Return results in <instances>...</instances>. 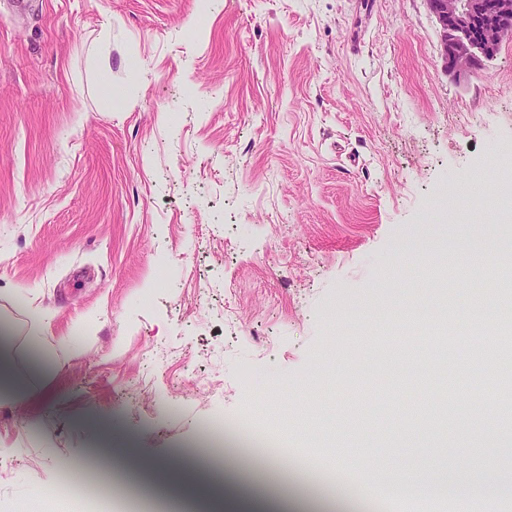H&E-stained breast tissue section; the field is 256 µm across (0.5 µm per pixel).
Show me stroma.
Returning <instances> with one entry per match:
<instances>
[{"instance_id": "35a3bbf8", "label": "stroma", "mask_w": 512, "mask_h": 512, "mask_svg": "<svg viewBox=\"0 0 512 512\" xmlns=\"http://www.w3.org/2000/svg\"><path fill=\"white\" fill-rule=\"evenodd\" d=\"M205 2L0 0V502L122 512L118 472L222 512L329 503L260 448H224L214 489L192 453L216 422L287 434L294 464L330 430L382 499L390 458L476 489L512 452L504 400L474 375L433 442L375 360L404 344L387 308L512 337L482 316L512 308V42L460 82L425 0ZM493 230L475 290L436 244Z\"/></svg>"}]
</instances>
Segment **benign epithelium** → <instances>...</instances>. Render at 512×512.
<instances>
[{
    "instance_id": "1",
    "label": "benign epithelium",
    "mask_w": 512,
    "mask_h": 512,
    "mask_svg": "<svg viewBox=\"0 0 512 512\" xmlns=\"http://www.w3.org/2000/svg\"><path fill=\"white\" fill-rule=\"evenodd\" d=\"M439 26L448 72L468 77L512 41V0H425Z\"/></svg>"
}]
</instances>
